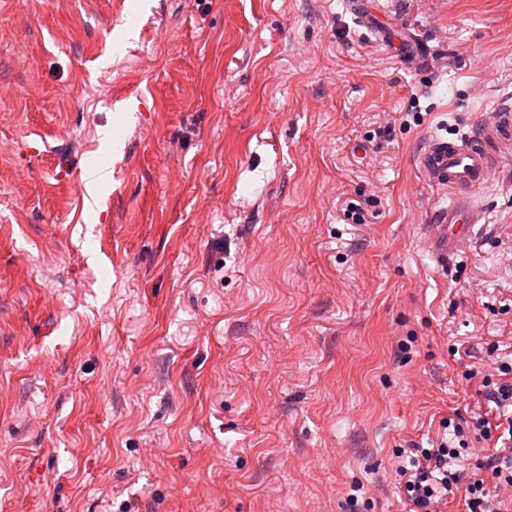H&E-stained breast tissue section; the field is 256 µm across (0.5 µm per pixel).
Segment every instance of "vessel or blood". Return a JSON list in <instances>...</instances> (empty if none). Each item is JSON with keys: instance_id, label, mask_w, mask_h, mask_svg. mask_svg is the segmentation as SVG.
<instances>
[{"instance_id": "vessel-or-blood-1", "label": "vessel or blood", "mask_w": 512, "mask_h": 512, "mask_svg": "<svg viewBox=\"0 0 512 512\" xmlns=\"http://www.w3.org/2000/svg\"><path fill=\"white\" fill-rule=\"evenodd\" d=\"M356 23L378 42L397 50L406 68L427 70L434 57L413 26H394L380 18L378 0H351ZM512 140V107L498 109L494 119L475 132L457 136L432 137L423 146L418 164L425 182L447 192V207L438 212L436 222L451 249H458L472 237L484 220V211L475 194L500 163L495 147Z\"/></svg>"}]
</instances>
